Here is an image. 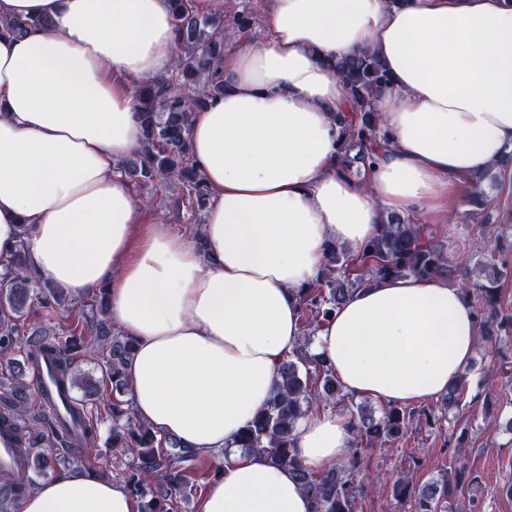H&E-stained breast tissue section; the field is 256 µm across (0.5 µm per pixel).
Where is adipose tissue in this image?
<instances>
[{"mask_svg":"<svg viewBox=\"0 0 512 512\" xmlns=\"http://www.w3.org/2000/svg\"><path fill=\"white\" fill-rule=\"evenodd\" d=\"M0 252L30 227L32 270L73 298L107 289L135 341L138 418L199 454L231 445L268 403L303 334L297 292L328 244L359 248L390 216L448 220V201L512 151V0H268L263 40L224 55L222 97L197 112L192 158L212 192L197 250L168 223L136 241L140 208L118 164L140 147L132 89L170 72L168 0H0ZM369 49L389 87L373 107L387 149L366 183L339 162L349 109L338 58ZM478 336L459 288L373 279L315 333L343 390L387 404L442 396ZM349 414L296 424L307 466L343 460ZM292 471L225 459L199 512H314ZM20 512H140L121 484L70 471Z\"/></svg>","mask_w":512,"mask_h":512,"instance_id":"ef3b65f1","label":"adipose tissue"}]
</instances>
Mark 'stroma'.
<instances>
[{
	"instance_id": "1",
	"label": "stroma",
	"mask_w": 512,
	"mask_h": 512,
	"mask_svg": "<svg viewBox=\"0 0 512 512\" xmlns=\"http://www.w3.org/2000/svg\"><path fill=\"white\" fill-rule=\"evenodd\" d=\"M485 206L476 219L466 190H459L451 203V218L431 224L427 232L457 269L479 274L481 258L495 256L507 273L498 281L501 325L492 340L478 344L469 370L462 403L448 420L436 426L418 424L399 440L368 447L363 454L365 486L360 512H407L393 497V483L408 477L420 486L438 478L441 470L455 467L449 445L452 432L464 431L468 448L465 465L479 478L477 490L462 487L448 500L445 512H512V384H506L497 369L512 362V174L483 184ZM144 223L165 214L176 233H189L197 219L179 207L174 192L159 186L134 188Z\"/></svg>"
}]
</instances>
